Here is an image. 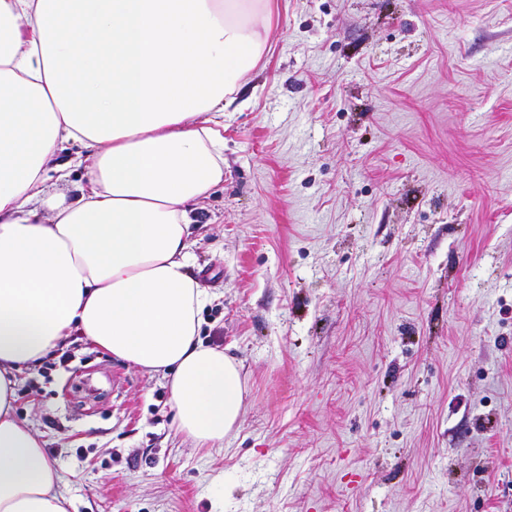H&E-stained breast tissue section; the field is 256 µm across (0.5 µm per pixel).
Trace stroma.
<instances>
[{
	"instance_id": "obj_1",
	"label": "stroma",
	"mask_w": 512,
	"mask_h": 512,
	"mask_svg": "<svg viewBox=\"0 0 512 512\" xmlns=\"http://www.w3.org/2000/svg\"><path fill=\"white\" fill-rule=\"evenodd\" d=\"M195 201L239 430L81 337L17 418L68 512H512V0H270Z\"/></svg>"
}]
</instances>
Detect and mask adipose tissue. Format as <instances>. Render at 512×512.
I'll use <instances>...</instances> for the list:
<instances>
[{
  "label": "adipose tissue",
  "mask_w": 512,
  "mask_h": 512,
  "mask_svg": "<svg viewBox=\"0 0 512 512\" xmlns=\"http://www.w3.org/2000/svg\"><path fill=\"white\" fill-rule=\"evenodd\" d=\"M269 0H0V512H66L18 376L81 336L166 379L176 430L239 427L241 365L201 338L190 205L224 180L221 116ZM74 143L87 188L47 190Z\"/></svg>",
  "instance_id": "obj_1"
}]
</instances>
